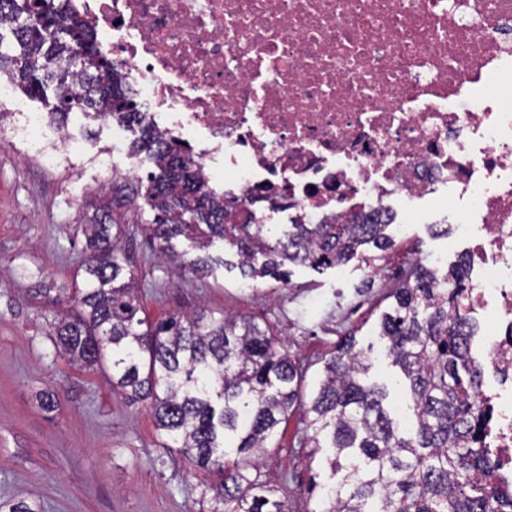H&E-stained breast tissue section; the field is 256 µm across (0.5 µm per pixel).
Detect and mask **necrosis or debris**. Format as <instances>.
Segmentation results:
<instances>
[{
  "label": "necrosis or debris",
  "mask_w": 512,
  "mask_h": 512,
  "mask_svg": "<svg viewBox=\"0 0 512 512\" xmlns=\"http://www.w3.org/2000/svg\"><path fill=\"white\" fill-rule=\"evenodd\" d=\"M136 109L256 224L460 203L484 438L512 480V0H69ZM48 168L67 139L25 111Z\"/></svg>",
  "instance_id": "4bbe7bcc"
}]
</instances>
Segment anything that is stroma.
I'll list each match as a JSON object with an SVG mask.
<instances>
[{
	"label": "stroma",
	"instance_id": "obj_1",
	"mask_svg": "<svg viewBox=\"0 0 512 512\" xmlns=\"http://www.w3.org/2000/svg\"><path fill=\"white\" fill-rule=\"evenodd\" d=\"M16 121L0 105V503L25 502L33 512H209V474L161 447L149 405L113 391L108 379L56 353L52 325L66 309L60 286L82 282L86 239L81 225L99 199L102 180L91 154L107 150L112 124L90 114L71 121L66 162L47 169L12 135ZM428 221L395 237L387 251L368 249L366 261L315 270L293 269L289 284L257 279L247 288L238 269L213 266L200 276L174 272L139 230L154 213L137 199L122 245L137 277L138 301L149 318L174 313L231 312L269 326L313 381L343 336L373 341L389 294L414 262L459 252L430 224L450 212L438 197L425 202ZM368 380L385 386L389 408L408 394L381 350ZM51 407H44V398ZM301 411L289 414L257 466L289 512H311V476L331 479L327 452L310 456Z\"/></svg>",
	"mask_w": 512,
	"mask_h": 512
}]
</instances>
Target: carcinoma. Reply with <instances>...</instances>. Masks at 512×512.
<instances>
[{
  "instance_id": "1",
  "label": "carcinoma",
  "mask_w": 512,
  "mask_h": 512,
  "mask_svg": "<svg viewBox=\"0 0 512 512\" xmlns=\"http://www.w3.org/2000/svg\"><path fill=\"white\" fill-rule=\"evenodd\" d=\"M16 8L15 49H0V78L31 96L52 85L53 122L92 109L119 125L142 126L133 153L149 154L148 184L114 181L107 203L84 225L90 254L85 281L68 296L69 313L53 326L56 352L110 372L124 396L150 401L164 448H177L213 481L210 512H288L275 490L250 471L293 408L304 410L310 457L323 448L332 484L312 481L311 512H512V482L480 436L476 407L482 374L470 354L478 327L456 314L465 293V260L441 274L418 262L393 289L377 321L385 354L403 375L411 429L384 405L385 387L363 376L372 362L345 337L323 360L309 391L304 372L269 328L243 316L203 313L151 320L139 315L135 275L115 219L143 196L154 211L142 230L180 269L204 274L209 248L228 246L245 280H285L291 266L345 264L368 247L392 246L390 225L356 213L345 224L252 223L241 204L205 188L182 149L162 143L126 93L123 78L76 93L73 72L109 68L98 59L86 26L46 11L44 0Z\"/></svg>"
}]
</instances>
